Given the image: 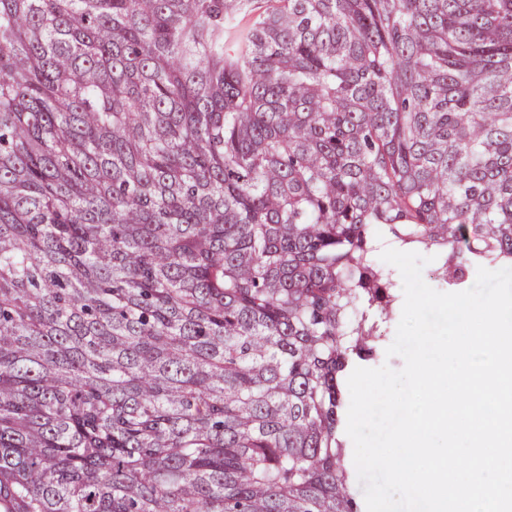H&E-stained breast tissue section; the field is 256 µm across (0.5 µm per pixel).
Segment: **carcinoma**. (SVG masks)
Masks as SVG:
<instances>
[{
    "label": "carcinoma",
    "mask_w": 512,
    "mask_h": 512,
    "mask_svg": "<svg viewBox=\"0 0 512 512\" xmlns=\"http://www.w3.org/2000/svg\"><path fill=\"white\" fill-rule=\"evenodd\" d=\"M392 245L512 264V0H0V512H361Z\"/></svg>",
    "instance_id": "1"
}]
</instances>
